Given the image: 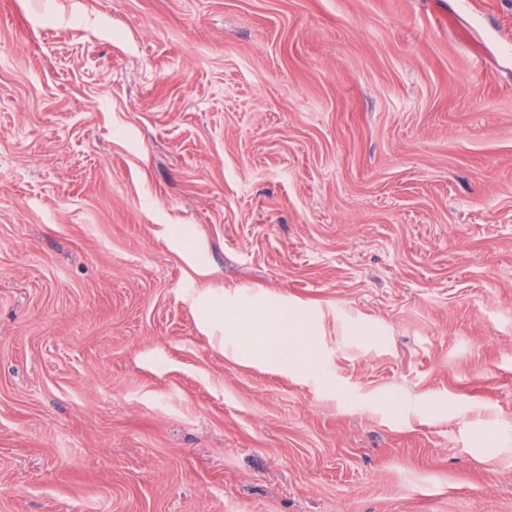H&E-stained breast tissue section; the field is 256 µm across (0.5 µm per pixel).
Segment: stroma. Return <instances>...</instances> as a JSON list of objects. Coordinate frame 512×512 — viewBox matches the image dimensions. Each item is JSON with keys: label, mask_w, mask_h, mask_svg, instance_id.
Here are the masks:
<instances>
[{"label": "stroma", "mask_w": 512, "mask_h": 512, "mask_svg": "<svg viewBox=\"0 0 512 512\" xmlns=\"http://www.w3.org/2000/svg\"><path fill=\"white\" fill-rule=\"evenodd\" d=\"M0 512H512V0H0ZM208 310L203 321L205 327L223 320L225 335L235 336L237 344L232 350L239 356L253 360L250 353L260 357V363L282 369L300 368L306 372L310 366L295 359L298 351L296 336H313L310 312L302 306L283 303L267 304L261 309L224 305L211 310L210 302L203 298L199 305Z\"/></svg>", "instance_id": "1"}]
</instances>
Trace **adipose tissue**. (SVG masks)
<instances>
[{"label":"adipose tissue","instance_id":"ef3b65f1","mask_svg":"<svg viewBox=\"0 0 512 512\" xmlns=\"http://www.w3.org/2000/svg\"><path fill=\"white\" fill-rule=\"evenodd\" d=\"M200 306L208 311L204 326L223 322L225 334L236 337L237 355L246 358L253 354L262 363L282 369L296 366L298 337L313 333L310 312L301 306L272 303L260 309L234 305L214 308L205 299Z\"/></svg>","mask_w":512,"mask_h":512}]
</instances>
